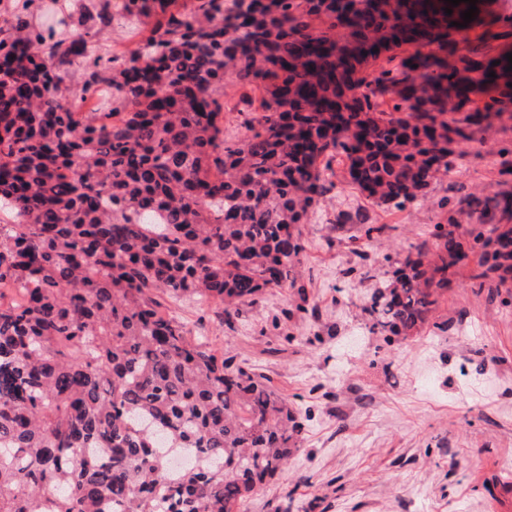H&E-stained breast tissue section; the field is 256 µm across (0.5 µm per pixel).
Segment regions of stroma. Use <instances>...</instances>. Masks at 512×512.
Listing matches in <instances>:
<instances>
[{"mask_svg":"<svg viewBox=\"0 0 512 512\" xmlns=\"http://www.w3.org/2000/svg\"><path fill=\"white\" fill-rule=\"evenodd\" d=\"M479 132L426 200L380 206L338 172L300 224L295 286L263 289L238 316L189 301L169 307L235 362L270 378L303 424L287 467L247 512H507L512 507V283L462 266L412 331L370 334L364 307L392 257L433 244L434 227L469 237L465 193L512 192V103ZM367 224L385 225L365 236Z\"/></svg>","mask_w":512,"mask_h":512,"instance_id":"1","label":"stroma"}]
</instances>
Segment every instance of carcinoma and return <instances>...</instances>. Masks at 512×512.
I'll list each match as a JSON object with an SVG mask.
<instances>
[{
	"instance_id": "carcinoma-1",
	"label": "carcinoma",
	"mask_w": 512,
	"mask_h": 512,
	"mask_svg": "<svg viewBox=\"0 0 512 512\" xmlns=\"http://www.w3.org/2000/svg\"><path fill=\"white\" fill-rule=\"evenodd\" d=\"M11 2L0 9V199L13 215L0 224V512H244L301 425L269 380L191 337L166 299L229 316L294 282L304 247L290 229L338 157L381 205L426 198L466 156L482 111L512 98V64L491 46L506 35L479 11L454 26L464 9L446 0H403L400 16L374 0H52L47 28L30 20L45 4ZM114 26L138 47L105 57L96 38ZM227 74L245 89L239 112L253 113L242 139L224 137ZM108 85L112 100L98 101ZM424 114L455 126L458 150L438 147ZM461 203L491 236L468 246L443 231L436 253L397 260L365 306L370 333L424 322L477 245L472 279L512 281V194Z\"/></svg>"
}]
</instances>
